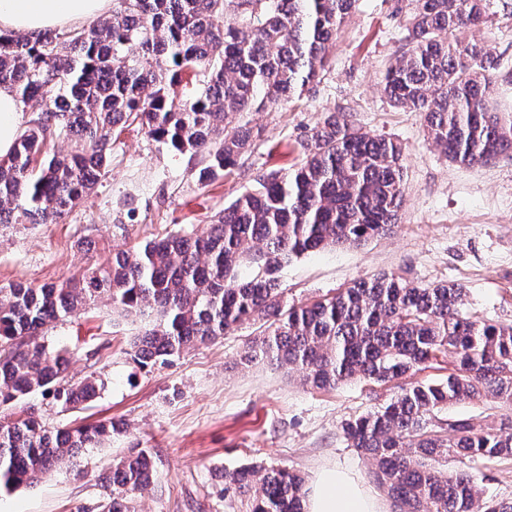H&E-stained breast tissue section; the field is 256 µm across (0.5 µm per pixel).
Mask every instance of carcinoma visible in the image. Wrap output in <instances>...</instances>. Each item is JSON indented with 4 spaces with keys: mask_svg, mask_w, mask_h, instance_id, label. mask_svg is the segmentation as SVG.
I'll return each instance as SVG.
<instances>
[{
    "mask_svg": "<svg viewBox=\"0 0 512 512\" xmlns=\"http://www.w3.org/2000/svg\"><path fill=\"white\" fill-rule=\"evenodd\" d=\"M357 0H112L89 27L0 35V87L35 104L12 153L0 159V224H49L74 209L111 164V132L136 123L155 140L200 158L198 181L224 175L251 147L242 112L288 100L324 70ZM490 0H412L406 48L385 70L390 103L423 114L450 162L488 163L512 153V120L490 107L502 68L458 35L491 20ZM202 76L188 97L176 88ZM60 137L75 149L46 151ZM296 167L267 169L198 233H169L112 254L81 280L0 284V490L30 487L113 425L48 429L32 407L41 393L61 411L97 396L95 373L68 379L67 352L40 341L44 328L106 301L144 321L132 344L141 367L165 365L244 324L262 323L242 361L267 360L317 389L353 378L387 383L439 353L456 359L446 380L411 384L384 406L348 421L344 434L373 466L397 512H512V498L483 496L468 470L512 458V434L445 407L489 399L512 406V325L473 319L457 284L414 286L395 275L362 279L331 297L284 304L279 272L293 258L361 245L391 230L405 197L403 149L332 112L300 140ZM249 262L252 276L240 278ZM156 474L154 455L133 448L99 475V512H135ZM224 493L246 512H304L303 479L284 469L222 473Z\"/></svg>",
    "mask_w": 512,
    "mask_h": 512,
    "instance_id": "obj_1",
    "label": "carcinoma"
}]
</instances>
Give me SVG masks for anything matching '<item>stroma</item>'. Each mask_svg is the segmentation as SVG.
Wrapping results in <instances>:
<instances>
[{
	"mask_svg": "<svg viewBox=\"0 0 512 512\" xmlns=\"http://www.w3.org/2000/svg\"><path fill=\"white\" fill-rule=\"evenodd\" d=\"M409 0H358L318 82L292 101L246 112L240 122L257 137L230 175L199 183L189 155L151 139L138 126L112 140V164L91 195L55 224L0 226V283L34 286L81 279L85 269L169 232L200 230L250 189L257 172L299 162L298 144L328 112L348 113L372 135L404 150L407 189L398 223L359 247L305 254L280 272L283 300L299 305L378 273L424 285L461 284L464 311L481 321L512 324V154L463 167L428 140L420 113L392 106L380 87L390 61L406 44ZM492 22L465 38L512 67V13L493 5ZM142 324L98 302L42 340L67 350L69 376L97 373L104 391L85 409L60 411L34 395L50 427L113 421L110 443L85 450L80 472L57 467L37 486L0 492V512H96V481L127 448H148L157 459L151 486L136 512H239L220 475L251 465L312 479L323 465L348 470L395 512L370 463L346 441V420L387 402L394 385L353 379L330 390L303 385L296 371L267 363L244 365L257 328L244 325L197 346L164 366L139 368L131 344ZM450 418H472L512 432V408L489 401L449 406ZM469 467L487 494L512 497V459L476 460Z\"/></svg>",
	"mask_w": 512,
	"mask_h": 512,
	"instance_id": "1",
	"label": "stroma"
}]
</instances>
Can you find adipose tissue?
<instances>
[{
  "label": "adipose tissue",
  "instance_id": "1",
  "mask_svg": "<svg viewBox=\"0 0 512 512\" xmlns=\"http://www.w3.org/2000/svg\"><path fill=\"white\" fill-rule=\"evenodd\" d=\"M110 0H0V34H35L96 20ZM21 104L0 88V157L8 156L21 134ZM306 512H384L382 502L346 470L326 466L315 472Z\"/></svg>",
  "mask_w": 512,
  "mask_h": 512
}]
</instances>
